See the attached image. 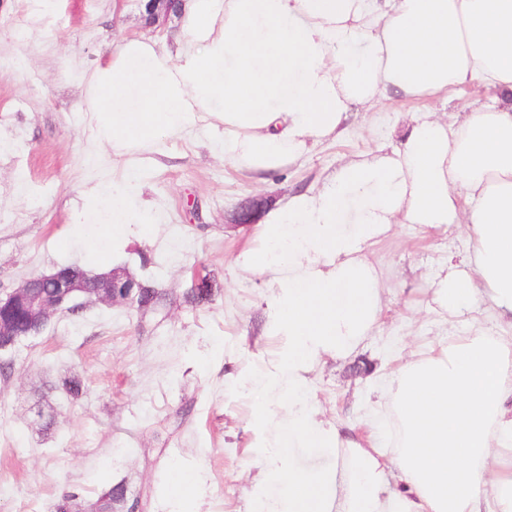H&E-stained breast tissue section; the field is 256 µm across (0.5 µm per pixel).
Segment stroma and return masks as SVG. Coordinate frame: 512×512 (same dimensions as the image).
<instances>
[{
	"instance_id": "1",
	"label": "stroma",
	"mask_w": 512,
	"mask_h": 512,
	"mask_svg": "<svg viewBox=\"0 0 512 512\" xmlns=\"http://www.w3.org/2000/svg\"><path fill=\"white\" fill-rule=\"evenodd\" d=\"M180 27L177 17L147 23L135 0H53L45 12L31 0H0V290L61 264L95 272L123 263L167 293L165 306L144 317L97 302L56 315L44 333L0 355V512H51L73 488L93 501L121 481L142 497L143 512H161L170 479L188 481L197 468L208 491L195 512H246L264 451L250 396L225 387L224 375L249 374L279 340L261 333L260 279L232 264L252 240L251 226L235 224L236 208L253 196L275 207L321 185L341 160L397 143L424 107L393 100L354 110L346 135L263 185L225 164L208 141L169 138L142 166L141 197L159 224L145 242L95 255L88 240H111V225H77L72 212L84 188L120 177L126 160L94 142L87 85L123 40L145 37L171 50ZM466 249L456 226L427 232L416 224L399 225L372 248L388 284L380 323L356 355L315 370L322 418L385 431L381 385L412 354L472 329L512 334V323L484 313L447 319L435 310L428 275ZM197 264L216 286L208 304L194 307L183 294ZM73 376L87 385L76 400L63 387ZM39 407L51 426L36 419Z\"/></svg>"
}]
</instances>
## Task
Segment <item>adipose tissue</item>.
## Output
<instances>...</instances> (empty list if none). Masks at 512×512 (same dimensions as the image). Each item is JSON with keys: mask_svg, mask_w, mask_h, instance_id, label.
<instances>
[{"mask_svg": "<svg viewBox=\"0 0 512 512\" xmlns=\"http://www.w3.org/2000/svg\"><path fill=\"white\" fill-rule=\"evenodd\" d=\"M175 52L116 46L90 79L97 142L118 156L222 132L226 162L267 181L345 130L356 105L445 101L397 146L341 164L321 187L268 208L233 259L261 277L264 333L281 344L251 387L264 450L251 512H512V336L474 331L413 354L384 390L392 431L375 439L321 419L312 375L379 325L371 247L400 224L458 226L468 254L429 281L444 315L512 313V0H185ZM140 172L87 188L77 224L112 221V247L157 215Z\"/></svg>", "mask_w": 512, "mask_h": 512, "instance_id": "adipose-tissue-1", "label": "adipose tissue"}]
</instances>
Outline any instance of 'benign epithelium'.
Here are the masks:
<instances>
[{"label": "benign epithelium", "instance_id": "7a95c632", "mask_svg": "<svg viewBox=\"0 0 512 512\" xmlns=\"http://www.w3.org/2000/svg\"><path fill=\"white\" fill-rule=\"evenodd\" d=\"M183 0H147L152 23L165 21L171 14V6ZM153 286L136 277L124 266H116L105 275L87 274L78 280L72 267L58 266L48 274L27 279L20 287L0 293V336L11 341L0 344V354L13 350L23 335L18 329L14 313L22 312L25 320L43 329L58 313H77L87 304L135 305L149 307L144 296Z\"/></svg>", "mask_w": 512, "mask_h": 512}]
</instances>
